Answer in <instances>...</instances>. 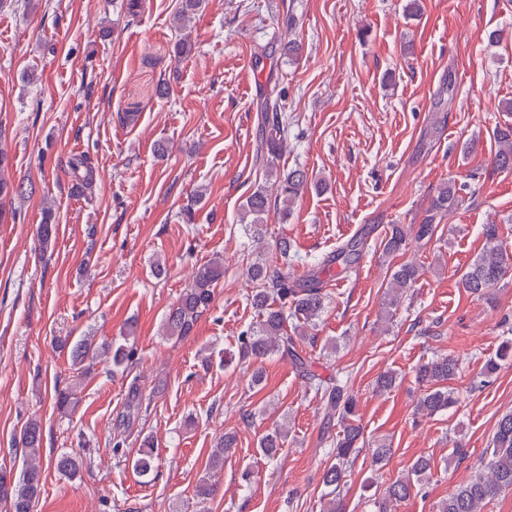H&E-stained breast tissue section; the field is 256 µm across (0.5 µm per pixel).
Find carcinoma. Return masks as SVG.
<instances>
[{"label":"carcinoma","mask_w":512,"mask_h":512,"mask_svg":"<svg viewBox=\"0 0 512 512\" xmlns=\"http://www.w3.org/2000/svg\"><path fill=\"white\" fill-rule=\"evenodd\" d=\"M202 0H181L174 16L175 24L185 32L182 51L191 49L192 15L201 8ZM264 112L262 138L257 159L274 157L288 139V116L283 113L281 94L269 92L263 100ZM492 137L495 144L493 164L499 170L512 169V124L506 123L494 128ZM67 168L87 194L95 191L94 166L86 155L71 158ZM275 178L271 191L266 186L257 187L246 199L241 221L245 234L259 243L266 236V214L271 201L283 203V215L288 216L296 200L307 188L308 177L301 169H291L281 173L269 170ZM459 204V196L454 183L440 188L432 198L428 215L420 224H393L381 241L382 253L393 257L403 253L410 242L427 243L433 237L438 216L451 212ZM54 234L52 213L45 212L44 221L36 229L39 249L47 251ZM485 239L481 254L468 265L460 276L459 284L465 292L483 296L512 273V251L502 246L496 224L483 226ZM363 240L353 238L337 247L336 253L324 258L304 261L307 267L302 277L294 276L289 267L298 259L293 244L286 238L277 242L280 259L270 263L256 259L248 268V275L256 284L247 300L255 312L256 321L243 330L237 339V351L224 356V365L246 362L260 364L267 357L278 355L290 362L297 374L322 400L324 424L340 427L339 435L331 438L329 455L332 462L322 473V484L330 489L332 498L326 512H346L343 500L335 497L345 485L348 469L360 453L364 443V429L358 416V403L346 382L340 379L323 378L317 374L312 363L299 352V345L315 343L316 337L308 334V329L316 327L330 303L321 275L330 271L333 265L342 266V272L350 273L362 254ZM420 276V269L410 262L393 267L389 277V290L382 300L388 312L397 310L403 294L413 287ZM224 277V261L215 257L211 262L200 266L195 273L190 288L186 289L176 305L168 312L164 329L167 335L184 339L193 334L198 319L210 310L218 282ZM58 348L69 353L72 366L78 367V381H83L90 371L86 361L94 360L99 354L109 355L112 370H124L136 354L130 337L121 342L96 343L94 337L84 336L71 343L69 339L58 340ZM512 359V340L502 342L498 353L487 359L483 377L489 378L498 370L500 363ZM459 370L458 359L450 355L436 356L416 369V379L422 387L418 401V411L425 415H436L452 407L456 399L448 389V381ZM55 408L63 415L71 414L78 405L77 384H70L55 393ZM287 434L280 428L267 434L259 443L262 455L275 459ZM42 426L39 420L31 419L22 427L20 443L27 455L22 478L15 479L13 473L0 468V501L7 503L8 512H33L34 504L42 490V466L36 463L37 450L42 445ZM237 443L236 435L226 433L220 436L210 454V465L214 468L224 465V457L232 454ZM156 455L154 440L144 439L142 448L133 457L131 466L138 476L150 477L155 471ZM484 472L475 475L466 483L454 489L448 497L437 504L438 512H482L483 507L505 491H512V412L500 416L482 461ZM82 462L73 454L63 453L56 457L54 468L63 475L73 476ZM430 458L420 456L411 465L409 475L389 483L380 497L374 499L376 512H392V507L408 498L412 484H421L422 477L431 473Z\"/></svg>","instance_id":"cac0c4a2"}]
</instances>
